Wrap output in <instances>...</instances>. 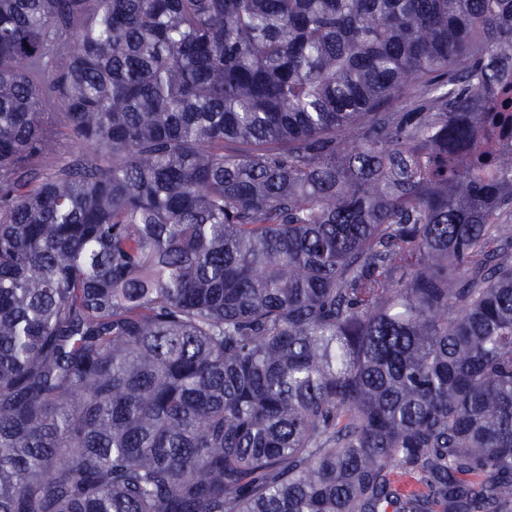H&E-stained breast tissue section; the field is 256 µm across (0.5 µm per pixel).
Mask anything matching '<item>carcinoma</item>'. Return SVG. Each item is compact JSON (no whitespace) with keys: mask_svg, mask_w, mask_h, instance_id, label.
Here are the masks:
<instances>
[{"mask_svg":"<svg viewBox=\"0 0 512 512\" xmlns=\"http://www.w3.org/2000/svg\"><path fill=\"white\" fill-rule=\"evenodd\" d=\"M508 70L512 0H0V512H512ZM51 114V113H50ZM51 124L50 129L57 137L58 142L60 143L61 153L58 157H66L69 156L70 153H80L83 148L71 140L69 131L61 119L56 114H51Z\"/></svg>","mask_w":512,"mask_h":512,"instance_id":"cac0c4a2","label":"carcinoma"}]
</instances>
